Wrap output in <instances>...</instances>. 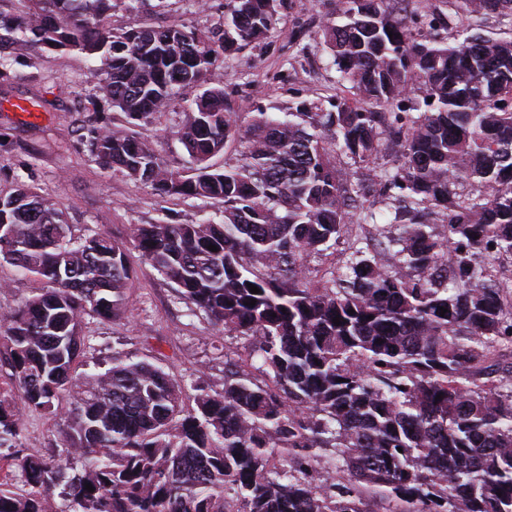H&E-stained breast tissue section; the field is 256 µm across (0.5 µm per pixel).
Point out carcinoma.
Here are the masks:
<instances>
[{
	"label": "carcinoma",
	"instance_id": "carcinoma-1",
	"mask_svg": "<svg viewBox=\"0 0 512 512\" xmlns=\"http://www.w3.org/2000/svg\"><path fill=\"white\" fill-rule=\"evenodd\" d=\"M32 2L0 12V67L4 50L18 59L38 44L105 59L100 92L125 125L93 128L89 156L224 214L138 224L127 242L74 238L49 198L0 190V263L44 284L0 313L12 369L0 448L15 449L25 478L23 489L0 481V512H56L60 485L72 512H369V491L388 512H512V275L496 267L512 255V37L467 26L512 15V0H454L463 29L451 42L432 35V3L413 29L384 0H347V22L321 38L351 97L243 121L212 87L177 132L191 158L181 170L133 127L263 41L291 0H230L224 30L209 34L115 33L117 0ZM384 135L398 150L377 174L380 224L336 156L367 163ZM345 232L343 265L312 284L307 262ZM131 247L213 326L252 338L260 365L226 361L224 388L197 386L190 404L157 357L118 353L103 372H78L85 318L123 313ZM27 411L60 421L62 457L20 454ZM319 451L329 471L317 484ZM74 458L85 465L71 475Z\"/></svg>",
	"mask_w": 512,
	"mask_h": 512
}]
</instances>
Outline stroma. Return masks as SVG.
<instances>
[{
  "label": "stroma",
  "instance_id": "stroma-1",
  "mask_svg": "<svg viewBox=\"0 0 512 512\" xmlns=\"http://www.w3.org/2000/svg\"><path fill=\"white\" fill-rule=\"evenodd\" d=\"M228 0H119L108 24L185 25L213 31L224 24ZM342 0H292L268 38L221 61L214 81L223 87L242 118L254 112H284L301 100L337 92L339 74L320 41L326 20L341 21ZM104 62L79 51L33 47L7 63L0 77V188L33 186L54 201L73 235L99 232L127 238L134 225L183 224L217 220L222 206L207 200H165L121 172L105 169L88 155L92 126L120 121L102 99ZM200 87H187L162 112L141 124V136L174 169L189 164L177 138L188 103ZM130 260L137 278L128 290L121 319H87L81 362L85 371L108 368L114 352L136 359L162 358L168 372L185 385L224 386V355H248L252 341L214 329L138 255ZM26 454H57L61 441L52 420L27 413L20 436Z\"/></svg>",
  "mask_w": 512,
  "mask_h": 512
}]
</instances>
